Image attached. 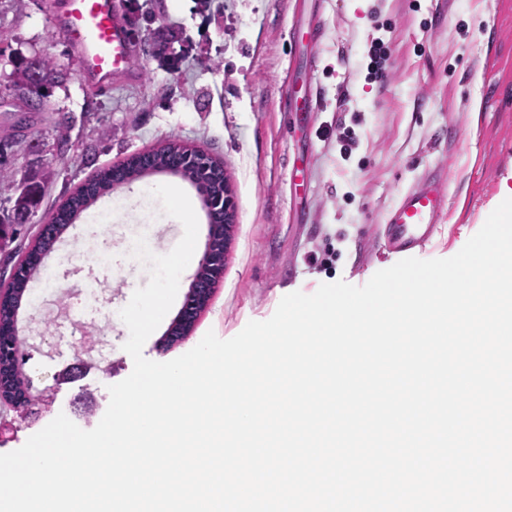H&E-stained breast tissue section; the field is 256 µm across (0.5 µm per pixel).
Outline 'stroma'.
I'll return each mask as SVG.
<instances>
[{
    "label": "stroma",
    "mask_w": 512,
    "mask_h": 512,
    "mask_svg": "<svg viewBox=\"0 0 512 512\" xmlns=\"http://www.w3.org/2000/svg\"><path fill=\"white\" fill-rule=\"evenodd\" d=\"M51 0H0V130L26 114V135L53 145L60 122H71L72 148L53 161L45 203L24 224L33 240L83 182L176 138L220 160L237 209V232L207 308L191 337L158 347L179 313L198 268L190 262L175 302L147 339L144 356L172 360L207 332L222 339L249 321H264L283 296L314 293L344 280L361 286L395 257L379 248L376 231L386 212L428 167L448 177L449 215L417 256L449 258L484 225L512 187V0H139L156 25L178 33L185 57L170 71L144 53L147 29L131 31L138 62L107 91L87 87L67 41L51 23ZM388 46L382 79L367 77L371 39ZM46 54L68 71L47 107L27 112L8 87L19 56ZM313 80L319 105L291 112L287 98ZM354 137L351 153L340 139ZM310 183L306 215L294 220L293 168ZM164 182L183 189L199 220L195 254L203 256L209 224L197 189L158 173L100 198L112 209V229L79 220L46 258L53 287L30 283L21 306L28 341L23 370L32 393L52 389L51 404L19 420L0 414V454L20 448L58 414L85 430L109 404V385L133 369L123 345L129 330L119 317L149 279L132 255L141 225L152 252L171 251L183 226L144 192ZM334 249L323 268L311 256ZM88 328H100L104 353L91 372L75 371L83 354L77 338L57 330L58 306Z\"/></svg>",
    "instance_id": "stroma-1"
}]
</instances>
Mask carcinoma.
I'll return each mask as SVG.
<instances>
[{"mask_svg":"<svg viewBox=\"0 0 512 512\" xmlns=\"http://www.w3.org/2000/svg\"><path fill=\"white\" fill-rule=\"evenodd\" d=\"M64 77L63 65L48 55L21 58L14 64L9 84L14 93L25 101L29 109L40 111L45 106L50 89ZM25 122L17 120L11 127L0 132V186L14 190L7 198V205L0 206V251H6L18 234L17 226L35 215L44 199L45 182L50 172L43 168L16 169L12 158L26 140L22 134ZM182 169L181 177L189 182L207 184L211 171L180 141L173 139L153 151V165L146 168L142 155L137 154L121 164L123 179L134 181L153 173L170 172L173 165ZM117 184L114 168L99 171L82 184L76 192L57 209L54 224L43 225L34 241L25 247L23 266L9 281L14 296L11 305L4 307L0 315V347L8 348L13 332L12 316L28 288L31 279L42 274L40 255L54 248L63 231L75 223L101 196L110 194Z\"/></svg>","mask_w":512,"mask_h":512,"instance_id":"1","label":"carcinoma"}]
</instances>
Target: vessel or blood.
Here are the masks:
<instances>
[{
    "instance_id": "vessel-or-blood-1",
    "label": "vessel or blood",
    "mask_w": 512,
    "mask_h": 512,
    "mask_svg": "<svg viewBox=\"0 0 512 512\" xmlns=\"http://www.w3.org/2000/svg\"><path fill=\"white\" fill-rule=\"evenodd\" d=\"M55 28L67 41L84 82L111 87L126 74L134 53L120 0H56ZM448 205V183L441 170L425 169L386 213L377 232L383 251L408 258L433 238Z\"/></svg>"
}]
</instances>
